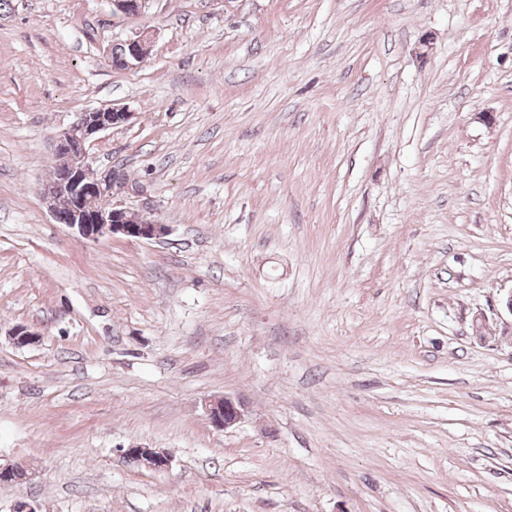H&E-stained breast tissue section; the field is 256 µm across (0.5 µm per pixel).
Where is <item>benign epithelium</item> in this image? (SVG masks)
I'll use <instances>...</instances> for the list:
<instances>
[{"instance_id":"benign-epithelium-1","label":"benign epithelium","mask_w":512,"mask_h":512,"mask_svg":"<svg viewBox=\"0 0 512 512\" xmlns=\"http://www.w3.org/2000/svg\"><path fill=\"white\" fill-rule=\"evenodd\" d=\"M149 0H110L112 13L139 14ZM124 47L122 66L136 67L149 42L142 36L121 41ZM133 113L122 108L103 107L78 114L75 121L61 129L53 141L54 169L65 170L64 178L48 179L41 194L55 223L62 224L87 241L97 242L114 236L130 240H160L168 234V227L153 220L147 213L111 204L104 208L98 200L104 196L112 199L127 188V183L117 177L114 168L98 171L93 167L89 147L99 136L114 126L128 122ZM68 201V212L58 205L59 197ZM19 347L33 346L41 341V333L17 325L9 333ZM211 425L217 430H227L240 423L246 413L245 404L233 397L210 398L204 403ZM123 457L131 464L154 472H165L171 466L170 457L162 451L141 445H130Z\"/></svg>"}]
</instances>
